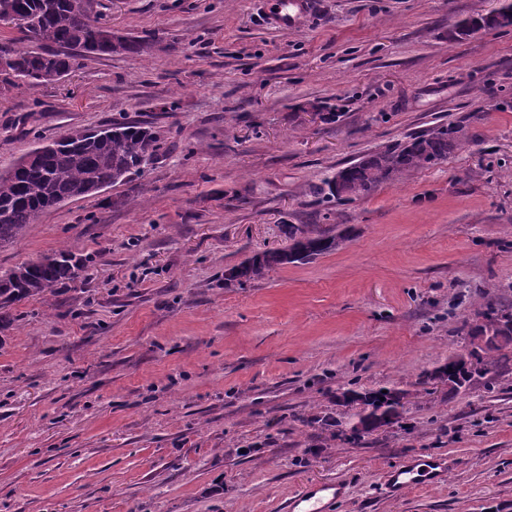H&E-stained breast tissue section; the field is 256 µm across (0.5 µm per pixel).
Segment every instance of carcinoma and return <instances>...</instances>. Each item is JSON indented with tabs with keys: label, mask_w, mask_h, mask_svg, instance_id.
<instances>
[{
	"label": "carcinoma",
	"mask_w": 512,
	"mask_h": 512,
	"mask_svg": "<svg viewBox=\"0 0 512 512\" xmlns=\"http://www.w3.org/2000/svg\"><path fill=\"white\" fill-rule=\"evenodd\" d=\"M0 5L8 6L16 15L15 28L29 42L27 46L10 40L0 43V57L9 59L8 69L0 70V92L57 83L86 57L126 54L148 59L155 52L150 39L95 28L92 0H0ZM475 22L483 23L487 30L512 27V3L456 24L450 39L470 35V25ZM470 143L465 125L438 124L345 166L342 190H336V177L332 176L323 180L317 192L338 201L363 199L406 172L441 163L448 154ZM163 145L152 125L125 119L97 129H71L55 140L54 147L34 154L30 161H16L0 172V248L22 238L46 210L127 183ZM349 236L347 229L335 232L316 224H290L287 245L258 251L234 265L224 287L242 286L263 279L279 266L315 259L338 249ZM84 266L72 252L59 249L0 270V329L10 323L13 304L75 280ZM462 328L472 342L452 356L451 366L464 372L467 380L474 381L507 365V356L497 357L473 339L486 336L489 342H498L496 351L511 345V312L490 307L483 313L481 324L472 328L465 321ZM399 408L398 394L390 390L370 393L368 414L362 417L364 426L352 427L353 434L378 430V415L391 412L397 417Z\"/></svg>",
	"instance_id": "carcinoma-1"
}]
</instances>
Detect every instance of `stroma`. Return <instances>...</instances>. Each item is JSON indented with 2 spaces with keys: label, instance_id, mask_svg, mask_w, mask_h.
<instances>
[{
  "label": "stroma",
  "instance_id": "35a3bbf8",
  "mask_svg": "<svg viewBox=\"0 0 512 512\" xmlns=\"http://www.w3.org/2000/svg\"><path fill=\"white\" fill-rule=\"evenodd\" d=\"M294 28L258 0H95L151 59L81 60L0 96V171L71 128L152 123L163 149L122 185L43 213L9 269L61 248L76 281L0 330V512H512V362L459 394L432 380L462 320L512 310V28L448 32L501 0H309ZM475 144L370 197L323 178L437 124ZM291 224L342 247L224 285ZM405 390L352 436L341 395ZM443 456L447 480L390 501L385 473ZM343 482H318L306 486L292 497L288 504L289 512H332L333 506L345 496Z\"/></svg>",
  "mask_w": 512,
  "mask_h": 512
}]
</instances>
